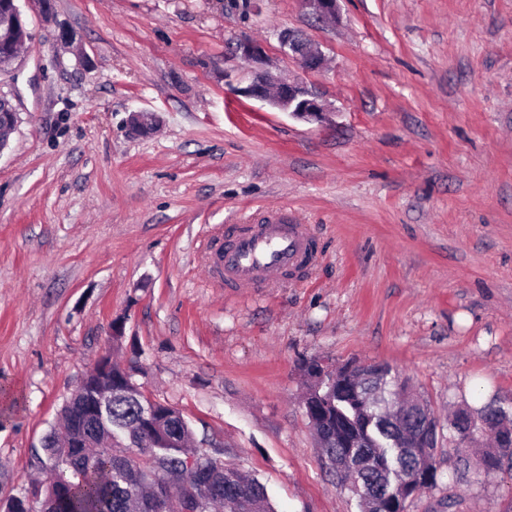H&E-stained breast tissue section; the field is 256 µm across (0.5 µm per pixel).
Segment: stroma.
Here are the masks:
<instances>
[{"label": "stroma", "mask_w": 512, "mask_h": 512, "mask_svg": "<svg viewBox=\"0 0 512 512\" xmlns=\"http://www.w3.org/2000/svg\"><path fill=\"white\" fill-rule=\"evenodd\" d=\"M50 2L18 0L29 40L0 73L20 112L0 151V506L49 481L42 441L107 353L276 512H360L302 406L305 361L386 363L443 421L512 414V0H340L333 23L301 0ZM242 39L328 119L239 95ZM278 205L319 240L308 280L209 287L206 237ZM456 446L442 428L406 512L512 506V468H459ZM282 43L288 48V54L298 60L304 69L312 71L323 65L322 53L300 35L288 32L282 37Z\"/></svg>", "instance_id": "obj_1"}]
</instances>
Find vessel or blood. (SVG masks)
<instances>
[{
    "label": "vessel or blood",
    "mask_w": 512,
    "mask_h": 512,
    "mask_svg": "<svg viewBox=\"0 0 512 512\" xmlns=\"http://www.w3.org/2000/svg\"><path fill=\"white\" fill-rule=\"evenodd\" d=\"M321 252L310 225L284 209L260 221L242 220L212 235L205 248L208 278L216 288H278L306 280Z\"/></svg>",
    "instance_id": "b4317fda"
}]
</instances>
